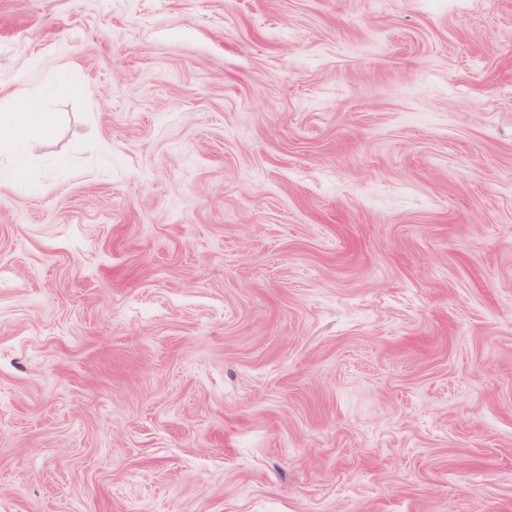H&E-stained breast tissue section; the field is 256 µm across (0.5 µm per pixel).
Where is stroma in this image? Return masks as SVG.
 <instances>
[{"label":"stroma","instance_id":"stroma-1","mask_svg":"<svg viewBox=\"0 0 512 512\" xmlns=\"http://www.w3.org/2000/svg\"><path fill=\"white\" fill-rule=\"evenodd\" d=\"M0 88V512H512V0H0ZM13 98L14 116L8 123H0V153L11 152L20 142L40 136L54 122L52 112H28V101L23 92H15Z\"/></svg>","mask_w":512,"mask_h":512}]
</instances>
